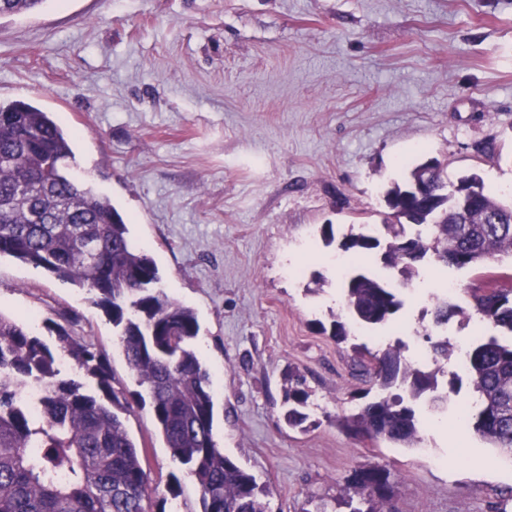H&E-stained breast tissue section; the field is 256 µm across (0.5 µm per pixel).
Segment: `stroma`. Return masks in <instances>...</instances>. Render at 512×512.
<instances>
[{"instance_id":"35a3bbf8","label":"stroma","mask_w":512,"mask_h":512,"mask_svg":"<svg viewBox=\"0 0 512 512\" xmlns=\"http://www.w3.org/2000/svg\"><path fill=\"white\" fill-rule=\"evenodd\" d=\"M0 100L32 103L73 134L76 179L111 201L163 291L195 311L215 439L267 489L270 512H335L347 478L373 464L390 473L395 512H512V460L459 427L469 385L439 409L414 401L420 449L338 425L367 401L351 345L398 342L432 364L418 330L436 299L467 305L512 259L482 272L422 260L397 288L395 318L352 325L339 345L342 253L323 237L382 232L386 191L428 158L512 198V0H47L0 18ZM485 140L500 160L477 155ZM32 312L48 345L63 327L108 360L145 449L151 512H201L188 478L179 497L168 491L180 468L111 318L76 286L1 257L0 314ZM291 369L312 390L302 431L281 413Z\"/></svg>"}]
</instances>
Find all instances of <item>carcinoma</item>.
<instances>
[{
	"mask_svg": "<svg viewBox=\"0 0 512 512\" xmlns=\"http://www.w3.org/2000/svg\"><path fill=\"white\" fill-rule=\"evenodd\" d=\"M46 0H0V18L38 10ZM73 136L51 113L24 102L0 101V257L10 256L87 289L119 328V342L138 386L150 396L152 412L171 458L185 466L196 485L201 512H267L266 490L256 477L224 455L214 434L211 374L192 341L200 326L195 312L156 287L159 268L130 237L128 222L110 200L78 184L66 171L74 158ZM423 182L428 192L448 190V201L433 207L407 203L404 189L387 193L397 223L387 224L388 250L382 269L360 272L343 283V309L333 336L347 340V325H384L402 301L383 271L409 281L415 263L432 255L456 269L480 268L512 256V204L485 190L473 174L448 181L440 165ZM460 194L469 200L466 223L446 212ZM419 227L408 237L405 225ZM380 240L349 235L341 249L369 252ZM492 291L476 288L466 310L439 298L437 325L473 313L512 337V276L494 280ZM354 361L379 388V395L343 418V427L373 440L412 448L420 442L416 412L405 398L436 406L448 400L439 388L442 367L414 366L398 346L372 353L354 348ZM70 357L98 380L101 395L61 374L58 358ZM467 372L476 408L466 424L491 447L512 457V342L494 334L467 348ZM43 386L25 401L28 381ZM310 390L304 376L288 374L283 388L284 420L302 428L308 420ZM121 405L105 360L80 336L61 327L49 346L28 325L0 314V512H149V476L144 450L130 437L113 406ZM390 474L373 465L347 480L338 502L349 512H392Z\"/></svg>",
	"mask_w": 512,
	"mask_h": 512,
	"instance_id": "obj_1",
	"label": "carcinoma"
}]
</instances>
